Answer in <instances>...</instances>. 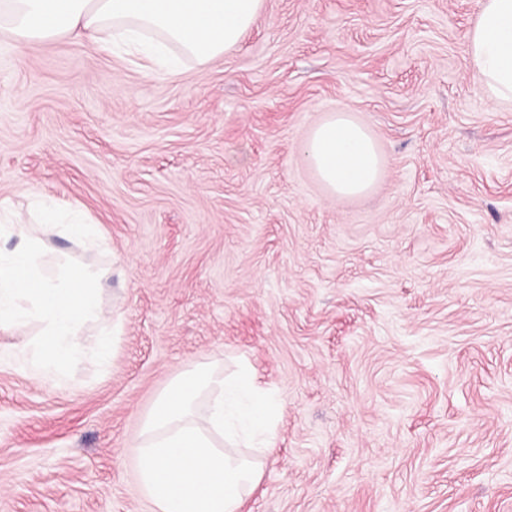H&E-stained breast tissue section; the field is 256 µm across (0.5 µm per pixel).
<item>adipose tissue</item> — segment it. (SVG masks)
I'll use <instances>...</instances> for the list:
<instances>
[{"mask_svg": "<svg viewBox=\"0 0 512 512\" xmlns=\"http://www.w3.org/2000/svg\"><path fill=\"white\" fill-rule=\"evenodd\" d=\"M263 2L0 0V37L36 44L73 36L147 57L159 50L145 37L150 30L203 66L238 44ZM467 55L482 93L495 104L512 105V0H481L468 33ZM303 154L336 199L368 191L382 169L374 139L343 110L313 129Z\"/></svg>", "mask_w": 512, "mask_h": 512, "instance_id": "1", "label": "adipose tissue"}]
</instances>
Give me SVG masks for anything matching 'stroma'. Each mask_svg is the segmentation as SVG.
Listing matches in <instances>:
<instances>
[{"label":"stroma","instance_id":"stroma-1","mask_svg":"<svg viewBox=\"0 0 512 512\" xmlns=\"http://www.w3.org/2000/svg\"><path fill=\"white\" fill-rule=\"evenodd\" d=\"M480 0H264L173 69L0 41V199L80 207L109 359L33 374L0 333V512H153L137 436L195 366L247 362L272 455L244 512H512V106L468 66ZM344 110L383 159L331 198L302 158Z\"/></svg>","mask_w":512,"mask_h":512}]
</instances>
